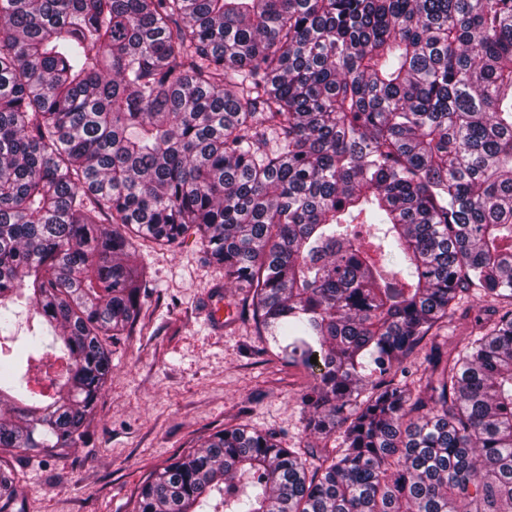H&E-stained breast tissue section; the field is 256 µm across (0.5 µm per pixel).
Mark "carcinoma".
Listing matches in <instances>:
<instances>
[{
  "label": "carcinoma",
  "instance_id": "obj_1",
  "mask_svg": "<svg viewBox=\"0 0 512 512\" xmlns=\"http://www.w3.org/2000/svg\"><path fill=\"white\" fill-rule=\"evenodd\" d=\"M190 230L337 445L226 428L133 512H512V0H0V455L85 439Z\"/></svg>",
  "mask_w": 512,
  "mask_h": 512
}]
</instances>
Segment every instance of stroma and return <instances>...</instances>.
Wrapping results in <instances>:
<instances>
[{
  "mask_svg": "<svg viewBox=\"0 0 512 512\" xmlns=\"http://www.w3.org/2000/svg\"><path fill=\"white\" fill-rule=\"evenodd\" d=\"M138 262L148 272V297L133 330L110 346L112 372L87 442L53 460H10L22 512H131L157 471L225 428L273 432L286 448L318 442L300 401L309 373L262 354L241 313L242 291L225 285L197 237L146 244ZM215 298L219 324L206 312Z\"/></svg>",
  "mask_w": 512,
  "mask_h": 512,
  "instance_id": "35a3bbf8",
  "label": "stroma"
}]
</instances>
